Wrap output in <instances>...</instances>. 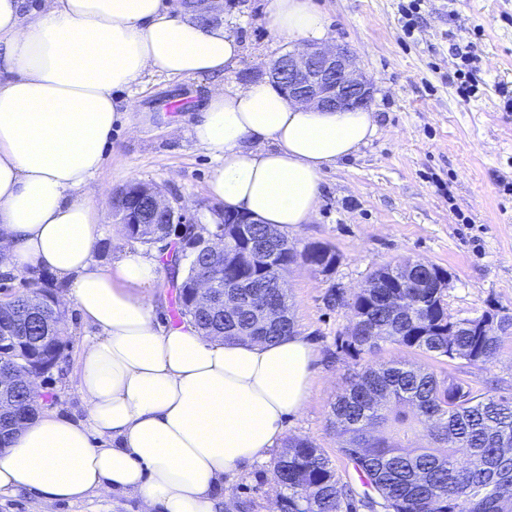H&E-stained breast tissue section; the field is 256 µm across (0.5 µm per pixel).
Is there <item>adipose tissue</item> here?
<instances>
[{"instance_id": "ef3b65f1", "label": "adipose tissue", "mask_w": 512, "mask_h": 512, "mask_svg": "<svg viewBox=\"0 0 512 512\" xmlns=\"http://www.w3.org/2000/svg\"><path fill=\"white\" fill-rule=\"evenodd\" d=\"M281 36L325 39L312 0H270ZM242 46L172 0H0V273L49 274L94 333L75 388L84 414L43 409L0 450V491L44 504L118 494L138 512H232L224 477L267 459L307 402L315 346L290 334L222 341L160 322L143 287L157 256L95 259L112 128L148 76L212 78L191 125L210 194L282 230L310 223L324 169L374 136V113L289 104L266 80L224 83Z\"/></svg>"}]
</instances>
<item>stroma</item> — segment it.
<instances>
[{"label":"stroma","mask_w":512,"mask_h":512,"mask_svg":"<svg viewBox=\"0 0 512 512\" xmlns=\"http://www.w3.org/2000/svg\"><path fill=\"white\" fill-rule=\"evenodd\" d=\"M313 2L326 15L327 42L348 45L373 82L369 109L377 131L322 174L316 217L287 230L298 245L329 246L338 262L326 273L298 265L288 274L295 329L314 343L317 361L307 405L289 418L285 435L312 440L330 457L341 482L360 493L361 477L339 453L329 418L336 398L365 366L409 361L440 375L452 373L475 389L512 396V333L503 335L496 359L478 366L438 363L396 345L357 358L336 347L351 320L340 298H351L375 270L408 258L447 270L451 315L494 310L512 316V109H505L501 95L512 91V0H419L413 11L410 0ZM269 3L227 0L223 22L240 39L243 54L226 83L244 87L261 79L272 60L291 50L271 26ZM468 52L475 56L470 68L477 93L465 101L451 77ZM206 86L203 79L145 78L137 95L141 126L113 127L98 180L111 191L131 182L155 185L209 232L221 204L208 192L213 161L191 133ZM176 100L185 101L184 110L165 111ZM98 206L103 219L97 260L109 272L119 253L139 245L115 223L109 199ZM178 248L171 237L142 250L149 256ZM184 275L164 262L148 288L158 319L180 324L177 287ZM63 316V353L36 386L54 410L79 417L83 407L75 384L83 340L92 329L76 307L64 309ZM271 466L266 460L226 477L224 489L241 512H277L280 489ZM0 512H137V503L114 494L60 501L48 510L37 494L0 493Z\"/></svg>","instance_id":"1"}]
</instances>
